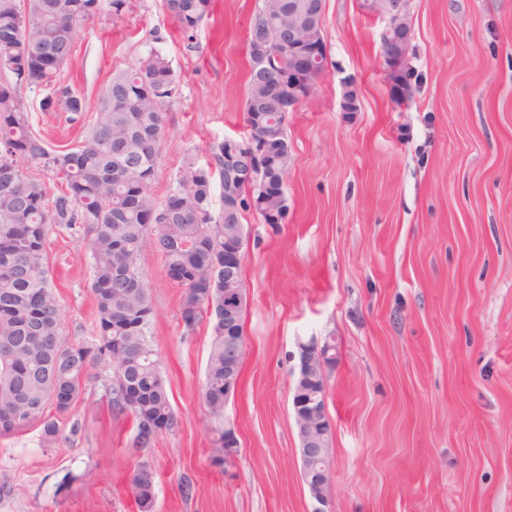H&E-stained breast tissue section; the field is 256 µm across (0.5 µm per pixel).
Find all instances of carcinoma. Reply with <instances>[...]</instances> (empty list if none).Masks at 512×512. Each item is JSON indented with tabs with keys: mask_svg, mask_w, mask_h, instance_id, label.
<instances>
[{
	"mask_svg": "<svg viewBox=\"0 0 512 512\" xmlns=\"http://www.w3.org/2000/svg\"><path fill=\"white\" fill-rule=\"evenodd\" d=\"M108 2L119 15L127 0H0V73L15 83H0V434L34 423L45 438L58 432L46 417L56 402L64 414L79 393L88 365L107 356L112 379L107 386L112 411L127 414L135 428L132 447L138 461L130 488L139 512H154L156 472L142 451L153 446L161 428L172 430L177 419L151 341L153 309L140 254L150 248L165 268L181 273L185 288L182 317L211 319L212 344L202 400L212 434L209 462L225 471L238 452L224 443V383L240 379L246 345L224 342V314L231 315L238 335L244 332L242 275L224 285V238L245 237L246 215L270 206L288 216L284 193L275 198L262 183L284 184L291 149L284 128L281 96L288 83V60L266 74L250 67L244 121L259 118L274 130L277 148L270 167L246 183L224 176V156L246 155L243 141L226 138L211 149L206 164L190 166L176 179L162 202L149 193L165 131L164 106L178 92L179 79L170 61L153 49L138 65L112 73L99 99L95 124L75 149L49 151L32 135L17 87L51 81L74 50L84 23ZM320 0H262L245 35L249 62L260 42L278 49L288 40V5L299 4L298 38L323 35ZM163 6L187 39L210 16L214 0H163ZM74 116L84 101L69 88L56 91ZM35 163L65 183L48 194L45 182L29 174L21 161ZM220 180L214 200V178ZM53 225L82 230L93 258L92 292L98 313L94 343L75 344L65 335L60 306L44 265Z\"/></svg>",
	"mask_w": 512,
	"mask_h": 512,
	"instance_id": "carcinoma-1",
	"label": "carcinoma"
}]
</instances>
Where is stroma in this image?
Returning a JSON list of instances; mask_svg holds the SVG:
<instances>
[{"instance_id":"stroma-1","label":"stroma","mask_w":512,"mask_h":512,"mask_svg":"<svg viewBox=\"0 0 512 512\" xmlns=\"http://www.w3.org/2000/svg\"><path fill=\"white\" fill-rule=\"evenodd\" d=\"M261 0H217L179 33L162 0H128L79 31L56 75L85 99L80 122L44 112L48 87H21L31 132L80 146L114 70L147 54L153 32L180 77L150 193L164 200L189 163L246 137V29ZM409 58L420 76L395 104L379 65L381 18L325 0L326 68L286 122L288 221L248 214L246 355L226 415L239 454L209 463L201 398L212 336L186 331L184 288L158 253L139 267L153 349L177 418L146 455L154 512H312L292 397L302 346L336 344L326 371L334 512H512V0H409ZM359 109H341L344 79ZM91 252L50 231L45 264L64 332L93 342ZM112 363L85 373L59 435L0 436V512H138L128 474L133 422L105 394ZM196 484L191 499L180 482Z\"/></svg>"}]
</instances>
